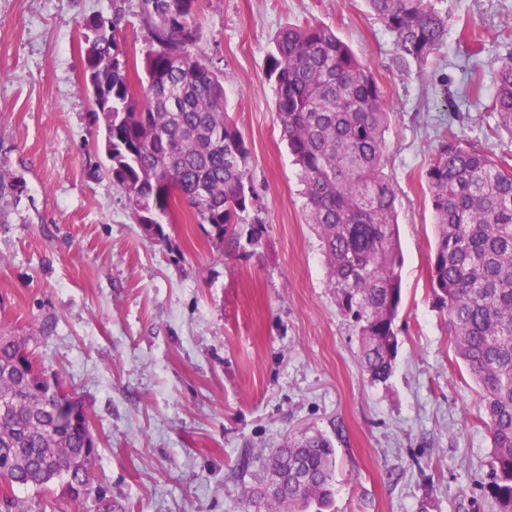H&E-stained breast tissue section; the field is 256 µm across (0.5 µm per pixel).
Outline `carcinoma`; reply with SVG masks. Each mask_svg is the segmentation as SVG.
<instances>
[{"mask_svg": "<svg viewBox=\"0 0 512 512\" xmlns=\"http://www.w3.org/2000/svg\"><path fill=\"white\" fill-rule=\"evenodd\" d=\"M123 0L92 17L83 55L94 122H103L105 174L126 196L142 231L168 240L180 205L222 248L256 200L249 147L230 119L223 79L201 47L200 0H138L150 39L143 59L120 43ZM392 35L401 63L422 70L448 41L443 0H367ZM283 139L298 168L307 223L314 226L336 303L358 337L372 381L393 370L402 299V254L393 183L385 172L390 126L372 72L329 26L283 28L268 54ZM492 108L512 135V53L498 62ZM435 241L433 303L454 354L482 389L478 421L493 452L489 494L512 512V156H491L448 129L425 172ZM99 440L83 402L48 373L21 336L0 335V500L18 486L51 491L38 512L94 499ZM244 512H329L336 453L315 430L273 449Z\"/></svg>", "mask_w": 512, "mask_h": 512, "instance_id": "cac0c4a2", "label": "carcinoma"}]
</instances>
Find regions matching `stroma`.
<instances>
[{
    "instance_id": "stroma-1",
    "label": "stroma",
    "mask_w": 512,
    "mask_h": 512,
    "mask_svg": "<svg viewBox=\"0 0 512 512\" xmlns=\"http://www.w3.org/2000/svg\"><path fill=\"white\" fill-rule=\"evenodd\" d=\"M449 37L425 73L401 66L366 0H202L201 46L250 149L259 245L216 251L180 208L147 237L98 166L83 87L85 22L112 0H0V329L39 340L101 441L94 486L125 512H243L257 462L311 427L336 438L331 512H498L481 389L430 291L424 173L453 129L493 154V73L512 52V0H446ZM315 20L377 77L391 116L385 171L403 254L398 352L372 381L340 313L281 137L267 56ZM483 81L465 90V74ZM52 319V335L39 325Z\"/></svg>"
}]
</instances>
